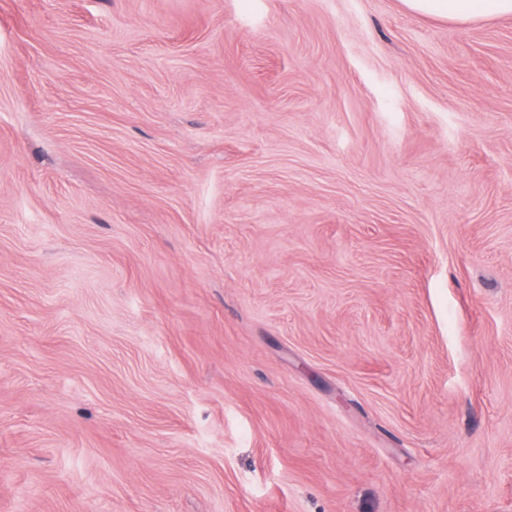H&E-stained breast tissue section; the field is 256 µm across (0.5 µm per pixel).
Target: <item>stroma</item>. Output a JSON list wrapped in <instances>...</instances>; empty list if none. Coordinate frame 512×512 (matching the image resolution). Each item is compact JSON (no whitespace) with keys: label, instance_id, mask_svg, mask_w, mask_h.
I'll return each instance as SVG.
<instances>
[{"label":"stroma","instance_id":"stroma-1","mask_svg":"<svg viewBox=\"0 0 512 512\" xmlns=\"http://www.w3.org/2000/svg\"><path fill=\"white\" fill-rule=\"evenodd\" d=\"M0 512H512V16L0 0Z\"/></svg>","mask_w":512,"mask_h":512}]
</instances>
